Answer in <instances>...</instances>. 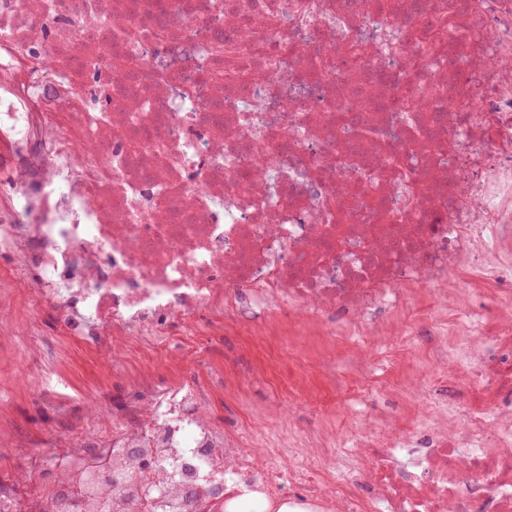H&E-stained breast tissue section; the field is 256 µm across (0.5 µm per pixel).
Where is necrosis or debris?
<instances>
[{
    "instance_id": "1",
    "label": "necrosis or debris",
    "mask_w": 512,
    "mask_h": 512,
    "mask_svg": "<svg viewBox=\"0 0 512 512\" xmlns=\"http://www.w3.org/2000/svg\"><path fill=\"white\" fill-rule=\"evenodd\" d=\"M296 3L0 0V240L64 333L145 361L127 401L0 473V512H61L93 470L96 512H512L511 325L446 324L415 430L373 416L342 441L328 412L230 430L150 371L171 317L212 335L232 288L365 328L421 285L455 296L472 262L512 276V0ZM441 14L447 42L482 23L454 71L423 40Z\"/></svg>"
}]
</instances>
